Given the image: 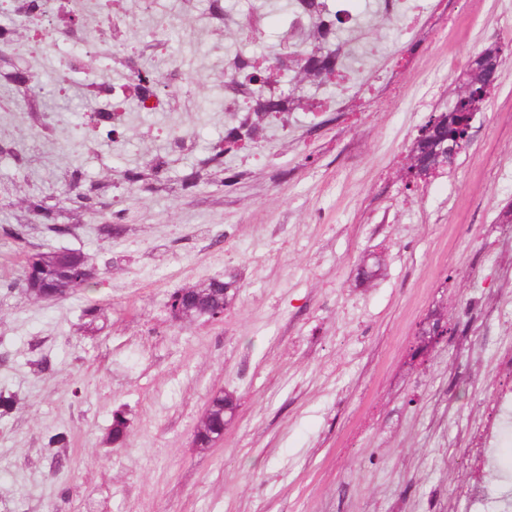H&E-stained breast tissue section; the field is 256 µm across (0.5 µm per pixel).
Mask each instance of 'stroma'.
<instances>
[{
  "mask_svg": "<svg viewBox=\"0 0 512 512\" xmlns=\"http://www.w3.org/2000/svg\"><path fill=\"white\" fill-rule=\"evenodd\" d=\"M285 3L110 0L124 41L84 6L83 73L108 71L120 91L111 137L77 136L100 104L51 82L65 49L30 53L28 27L0 40V279L53 249L84 254L101 282L53 302L0 292V390L21 399L0 418V512H448L468 480L465 427L512 349L498 322L512 318V0H415L413 31L378 0H351L346 71L376 87L357 118L267 121L259 145L224 157L235 186L183 187L236 121L227 62L280 51ZM490 46L503 65L468 147L406 182L420 127ZM151 64L163 111L126 90ZM19 68L43 75L37 99L5 96ZM159 155L164 182L125 180ZM30 195L63 207L70 233L25 212ZM212 277L238 287L223 320L174 319L169 294ZM92 304L102 317L87 328ZM435 314L451 331L415 354ZM220 391L235 417L196 447ZM118 411L129 427L113 444ZM58 431L69 443L51 457Z\"/></svg>",
  "mask_w": 512,
  "mask_h": 512,
  "instance_id": "35a3bbf8",
  "label": "stroma"
}]
</instances>
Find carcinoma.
<instances>
[{
  "mask_svg": "<svg viewBox=\"0 0 512 512\" xmlns=\"http://www.w3.org/2000/svg\"><path fill=\"white\" fill-rule=\"evenodd\" d=\"M348 10L333 9L328 0H291L287 9L286 27L282 36L285 52L271 65H264L255 57L237 55L232 71L225 80V89L233 96L224 97L230 112H241L243 117L229 127L224 139L212 148L208 162L217 167L224 165V154L239 143L256 144L261 138L264 124L273 114L287 115L308 106L309 97L305 87H326L333 84V77L343 67L345 52L339 33L347 22ZM500 63L499 49L487 48L472 61L454 90L452 103L466 105L481 83L492 75ZM12 83L26 93H34L37 85L27 70H20L11 77ZM160 82L151 68L138 73L137 92L158 96ZM459 109L452 107L431 114L415 139L411 159L421 169L437 173L451 165L448 157V130L460 120ZM167 161L163 157L152 160L147 175L160 181L166 171ZM130 171L126 179L137 182L146 175ZM25 209L50 222L49 230L61 234L68 227L56 224L59 209L40 196H29L23 200ZM96 276L86 258L75 251L38 252L25 258L20 278L5 284L13 290L21 288L38 300L55 301L70 294L97 285ZM205 292L197 296H182L180 291L170 294L167 306L178 309L184 318L206 317L211 303L228 305L235 296L233 283L212 278L200 284ZM236 402L232 394L219 392L209 401L207 412L196 427L194 442L209 447L224 435V426L230 424Z\"/></svg>",
  "mask_w": 512,
  "mask_h": 512,
  "instance_id": "obj_1",
  "label": "carcinoma"
}]
</instances>
